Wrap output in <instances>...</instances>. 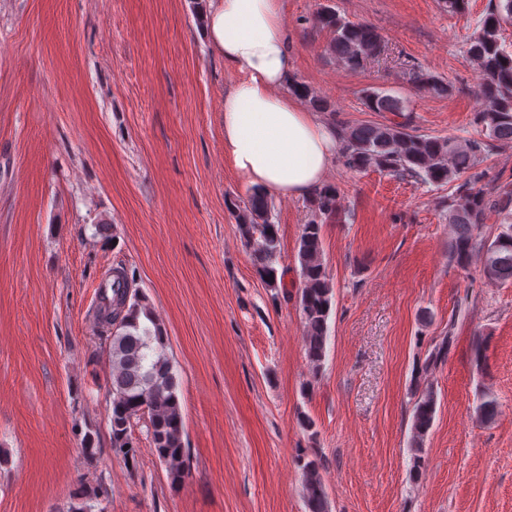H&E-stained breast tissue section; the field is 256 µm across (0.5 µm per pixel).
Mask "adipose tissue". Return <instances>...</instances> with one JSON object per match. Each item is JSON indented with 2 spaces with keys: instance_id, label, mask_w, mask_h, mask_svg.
Returning <instances> with one entry per match:
<instances>
[{
  "instance_id": "obj_1",
  "label": "adipose tissue",
  "mask_w": 512,
  "mask_h": 512,
  "mask_svg": "<svg viewBox=\"0 0 512 512\" xmlns=\"http://www.w3.org/2000/svg\"><path fill=\"white\" fill-rule=\"evenodd\" d=\"M203 33L237 76L224 94V154L269 195L311 198L336 155L334 127L285 92L293 30L280 0H205Z\"/></svg>"
}]
</instances>
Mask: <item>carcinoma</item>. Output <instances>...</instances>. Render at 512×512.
Wrapping results in <instances>:
<instances>
[{
  "mask_svg": "<svg viewBox=\"0 0 512 512\" xmlns=\"http://www.w3.org/2000/svg\"><path fill=\"white\" fill-rule=\"evenodd\" d=\"M512 23V0H492L479 28L465 45L467 57L476 65L478 91L483 101L474 123L478 136L464 141L419 134L407 122L389 124L358 123L336 126L340 158L352 172L378 170L400 178L442 186L458 183L448 204L452 225L450 260L467 268L474 256L483 260L484 275L494 281H512V182L488 179L480 168L484 158L499 144H512V50L503 41L504 25ZM314 27L332 35L328 46L336 60L350 70L365 68L384 52L377 29L368 23H355L341 17L329 6L319 7L312 18ZM412 81L431 96L444 97L453 87L446 80L417 69ZM292 92L316 112H330L332 105L306 83L290 81ZM362 104L369 112H389L401 116L409 111V101L381 88L362 90ZM314 218L300 235L296 261L300 266V310L305 328V350L312 374L321 369L325 358L328 318L333 286L323 261L322 224L339 220L341 198L332 184L325 185L311 200ZM496 217V234L486 237L483 228ZM239 233L252 245L259 271L267 287L279 288L277 263L280 256L278 230L272 222L271 205L261 192L250 196L238 209ZM130 281L119 271L109 296H100L98 324L112 331L108 346L111 363L108 393L111 403L112 447L128 464L136 461L139 449L132 438L133 422L148 418L147 432L153 451L163 463L171 482L181 484L189 474L183 442L184 421L177 394V381L165 352L164 340L157 335L161 323L139 297L129 298ZM145 322H139V317ZM451 336L443 338L414 370L411 395L414 398L410 446L412 472L422 464V448L431 429L436 399L425 377L431 368L448 356ZM498 411L495 397L485 393L476 405L477 416L489 421ZM302 487L308 512H327L328 503L320 463L301 459ZM98 490L83 487L71 500L68 512H92Z\"/></svg>",
  "mask_w": 512,
  "mask_h": 512,
  "instance_id": "carcinoma-1",
  "label": "carcinoma"
}]
</instances>
